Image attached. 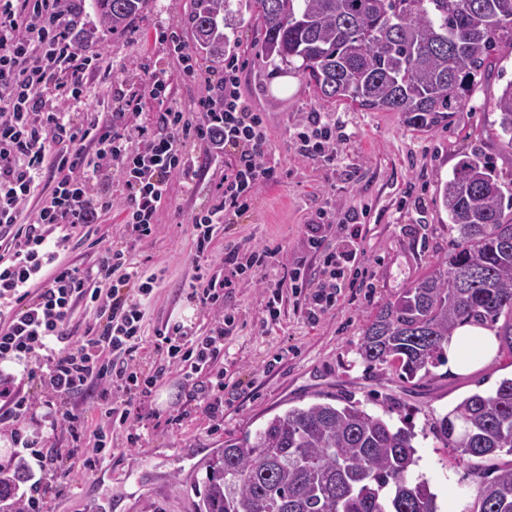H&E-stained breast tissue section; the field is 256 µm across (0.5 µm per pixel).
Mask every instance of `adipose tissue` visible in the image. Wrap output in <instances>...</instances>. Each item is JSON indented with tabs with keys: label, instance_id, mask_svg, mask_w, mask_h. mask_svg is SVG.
Masks as SVG:
<instances>
[{
	"label": "adipose tissue",
	"instance_id": "1",
	"mask_svg": "<svg viewBox=\"0 0 512 512\" xmlns=\"http://www.w3.org/2000/svg\"><path fill=\"white\" fill-rule=\"evenodd\" d=\"M499 347L493 329L478 325L460 326L448 341V367L454 373H472L494 360Z\"/></svg>",
	"mask_w": 512,
	"mask_h": 512
}]
</instances>
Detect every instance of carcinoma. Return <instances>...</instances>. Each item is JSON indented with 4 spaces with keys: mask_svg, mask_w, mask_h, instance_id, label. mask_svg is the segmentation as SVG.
I'll use <instances>...</instances> for the list:
<instances>
[{
    "mask_svg": "<svg viewBox=\"0 0 512 512\" xmlns=\"http://www.w3.org/2000/svg\"><path fill=\"white\" fill-rule=\"evenodd\" d=\"M148 3L94 0L112 34ZM244 9L274 69L287 66L324 102L397 112L421 129L463 110L500 45H512V0H191L195 47L224 61ZM492 108L511 149L512 81ZM437 195L458 233L451 251L378 308L359 347L365 363L407 383L446 363L445 345L463 324L496 330L512 355V202L478 152ZM433 433L477 478L473 512H512V378L463 398L435 418ZM414 438L356 401L288 409L204 462L197 512H437L428 483L410 480ZM19 479L0 468V502L15 496Z\"/></svg>",
    "mask_w": 512,
    "mask_h": 512,
    "instance_id": "cac0c4a2",
    "label": "carcinoma"
}]
</instances>
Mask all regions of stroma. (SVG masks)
I'll return each instance as SVG.
<instances>
[{
	"instance_id": "1",
	"label": "stroma",
	"mask_w": 512,
	"mask_h": 512,
	"mask_svg": "<svg viewBox=\"0 0 512 512\" xmlns=\"http://www.w3.org/2000/svg\"><path fill=\"white\" fill-rule=\"evenodd\" d=\"M189 6L190 0H152L148 13L136 20L135 34L112 35L103 32L93 0H84L77 39L103 55L102 71L89 90L90 108L111 99L122 85H139L147 69L173 74L174 96L182 105L210 95L218 68L197 53L196 74L185 77L179 59L157 39L162 31L186 36ZM260 40L257 22L242 13L238 40L226 52L239 57L241 91L265 118L277 180L260 189L247 214L217 230L213 251L219 254L236 244L277 247L282 264L267 269L261 281L244 279L224 298L235 314L224 338V416L211 419L192 385L171 373L132 408L139 442L128 445L125 429L114 428L111 456L90 470L84 460L92 453L94 433L106 425L96 404L80 397L66 400V407L78 409L84 418L85 432L73 441L65 428L52 427V412L37 397L39 384L27 380L22 365L0 364L36 397L19 426L22 435L47 438L49 447L65 457L58 471L26 468L18 484L19 496L39 498L41 512H194L199 500L195 483L203 476L206 457L221 450L225 440L261 426L274 414L313 402L318 394L359 401L393 424L410 425L418 457L412 479L428 482L438 512H470L473 506L477 481L457 461L456 451L434 438L431 422L464 397L493 391L502 379L511 378L512 357L498 354L471 374H454L442 365L414 385L393 369L368 367L358 350L370 315L447 255L457 235L436 197L438 181L448 180L463 156L477 149L512 188V149L505 147L490 109L502 86L512 81V46L501 47L499 63L478 81L473 108L451 113L446 125L418 131L395 112L321 101L298 75L271 71L260 55ZM311 112L329 113L345 135L343 167L331 168L295 150L293 130ZM223 179L224 168L217 165L205 169L194 185L173 180L171 201L160 210L151 237L133 249L141 270L156 277L138 358L144 373H152L165 359L153 345L165 324H185L200 337L214 326L213 315L189 297L198 274L220 271L216 264L196 263L191 217L212 201ZM327 197L339 212L360 216L363 273L351 265L333 276L324 269V254L342 246L339 227L327 231L320 252L307 243L315 203ZM128 240L116 207L73 234L63 258L88 268L104 248ZM295 269L303 287H291L283 279L285 271ZM332 280L342 286L335 307L318 323L309 322L308 295ZM275 290L281 295L280 315L267 326L266 303Z\"/></svg>"
}]
</instances>
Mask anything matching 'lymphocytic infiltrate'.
<instances>
[{
    "label": "lymphocytic infiltrate",
    "mask_w": 512,
    "mask_h": 512,
    "mask_svg": "<svg viewBox=\"0 0 512 512\" xmlns=\"http://www.w3.org/2000/svg\"><path fill=\"white\" fill-rule=\"evenodd\" d=\"M77 26L63 0H0V361L28 365L38 380L54 424L78 433L81 416L60 403L70 396H92L108 423L126 428L129 443L132 399L149 397L156 383L178 370L185 380L200 372L207 410L224 408V337L235 322L224 307V292L239 276L259 275L277 261L268 249H225L221 273L194 285L192 295L213 312L218 324L210 336L193 337L184 325L157 331L155 345L166 360L152 375L137 371L143 343L145 303L154 277L144 276L127 247L105 249L96 272L60 262L69 238L58 228L79 230L120 206L135 240L151 236L157 214L169 200L172 180H199L204 169L185 150L198 140L211 160H224L221 195L195 213L192 224L197 259H209L217 225L248 212L259 189L276 181L270 139L261 113L243 100L237 61L224 65L213 95L186 109L175 104L169 75L148 71L141 89L121 91L108 113L83 111L87 87L99 76L100 55L74 42ZM305 158L336 164L342 138L321 113H308L294 135ZM122 174L120 194L112 192V173ZM39 205L32 221L19 217L31 198ZM347 231L341 251L324 257L328 267L358 261L357 218L337 217L324 201L308 227V244L320 249L327 228ZM95 312L96 322L82 336L73 334L77 308ZM121 391L125 400H114ZM32 396L14 377L0 373V427L27 416Z\"/></svg>",
    "instance_id": "f902f5d3"
}]
</instances>
